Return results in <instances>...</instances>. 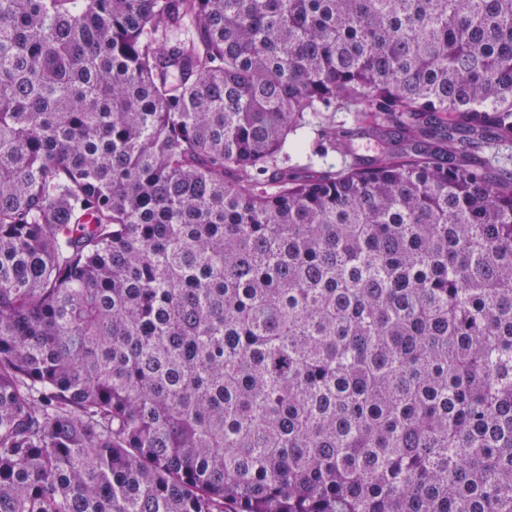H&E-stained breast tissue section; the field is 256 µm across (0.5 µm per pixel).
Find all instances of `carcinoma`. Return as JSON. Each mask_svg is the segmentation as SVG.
I'll list each match as a JSON object with an SVG mask.
<instances>
[{
    "instance_id": "obj_1",
    "label": "carcinoma",
    "mask_w": 512,
    "mask_h": 512,
    "mask_svg": "<svg viewBox=\"0 0 512 512\" xmlns=\"http://www.w3.org/2000/svg\"><path fill=\"white\" fill-rule=\"evenodd\" d=\"M495 142L512 0H0V512H512Z\"/></svg>"
}]
</instances>
